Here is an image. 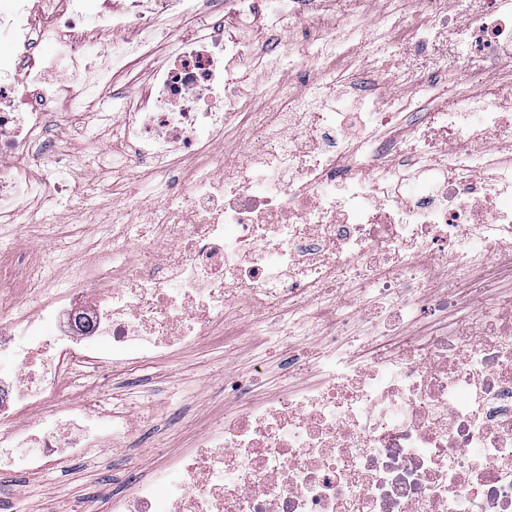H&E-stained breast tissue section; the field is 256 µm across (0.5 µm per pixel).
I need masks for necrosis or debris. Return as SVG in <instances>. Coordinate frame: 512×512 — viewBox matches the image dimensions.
<instances>
[{
  "instance_id": "1",
  "label": "necrosis or debris",
  "mask_w": 512,
  "mask_h": 512,
  "mask_svg": "<svg viewBox=\"0 0 512 512\" xmlns=\"http://www.w3.org/2000/svg\"><path fill=\"white\" fill-rule=\"evenodd\" d=\"M160 3L103 14L137 37L89 60L77 24L99 0L51 2L0 59V218L43 222L72 194L45 118L62 98L90 110L93 87L134 56L149 59L151 85L112 169L151 167L161 198L149 237L104 241V263L85 275L84 329L72 292L50 290L47 262L20 258L0 277V470L37 473L150 424L146 397L133 408L95 388L62 397L106 360L157 358L249 317L259 346L287 348L284 376L314 366L320 385L259 405L253 379L225 376L236 415L110 512H512V293L495 275L512 272V95L499 91L512 85V0H416L411 15L379 0L373 20L360 0H334L315 34L322 53L294 57L315 82L268 115L240 105L237 38L157 51ZM406 22L412 36L396 43ZM46 39L66 44L68 82L34 60ZM338 48L355 80L340 107L329 101ZM393 68L414 95H374ZM407 121L408 137H383ZM233 122L280 135L228 163L209 148ZM202 153L171 202L180 161ZM130 249L142 265L117 261ZM19 288L48 291L39 318ZM423 314L445 321L398 331ZM50 401L56 411L15 430Z\"/></svg>"
}]
</instances>
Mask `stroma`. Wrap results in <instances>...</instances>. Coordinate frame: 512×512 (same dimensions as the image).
Segmentation results:
<instances>
[{
  "label": "stroma",
  "mask_w": 512,
  "mask_h": 512,
  "mask_svg": "<svg viewBox=\"0 0 512 512\" xmlns=\"http://www.w3.org/2000/svg\"><path fill=\"white\" fill-rule=\"evenodd\" d=\"M223 21L227 30L250 41L265 53L273 77L264 95L254 93L257 79L251 60H243L239 69L245 79L239 88L241 99L252 109L267 111L279 89L294 94L307 90V83L297 74L290 50L300 39L314 34L316 16L304 15L283 29L275 49H267L266 34L275 21L266 0H257L255 13L248 23H240L232 11L217 13L200 7L186 15H175L161 23L156 32L159 46L180 35H195L215 21ZM149 85V68L141 62L125 72L113 73L110 83L96 92L97 108L108 112L113 125L124 122L130 99L138 97ZM70 104L61 101L57 112L48 119V130L60 155L59 166L70 184L99 179L102 189L93 198L64 196L60 199L52 223L0 226V249L14 255H44L57 243L70 242L69 261L59 263L54 283L66 287L77 265L94 264L96 245L114 220L131 212L137 224L131 235L148 234L147 221L157 206L152 187L155 177L148 168L130 165L121 181H114L111 168L95 172L81 166L88 150L104 151L112 147V136L100 131L94 117L83 122L72 120ZM248 323L231 325L228 334H216L183 349L167 353L150 362L113 366L101 378L103 388L118 401L147 394L155 402V419L149 430H135L121 440L118 448L97 449L75 456L65 466L36 474L0 472V505L9 512H106L107 501L132 490L126 467L134 465L139 477H150L162 463L163 455H178L194 447L197 439L223 422L233 412L230 396L224 393V374L255 375L264 395L277 394L281 387V365L287 356L276 347L254 351Z\"/></svg>",
  "instance_id": "stroma-1"
}]
</instances>
